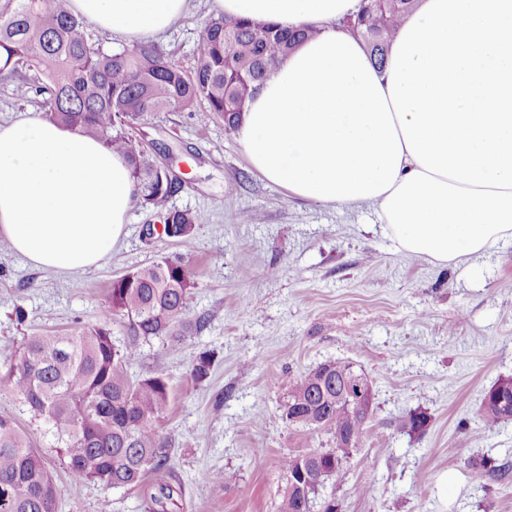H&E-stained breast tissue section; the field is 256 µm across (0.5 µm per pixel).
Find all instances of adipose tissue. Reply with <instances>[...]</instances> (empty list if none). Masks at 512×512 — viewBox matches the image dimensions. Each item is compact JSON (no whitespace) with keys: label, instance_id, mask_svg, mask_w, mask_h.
Returning a JSON list of instances; mask_svg holds the SVG:
<instances>
[{"label":"adipose tissue","instance_id":"adipose-tissue-1","mask_svg":"<svg viewBox=\"0 0 512 512\" xmlns=\"http://www.w3.org/2000/svg\"><path fill=\"white\" fill-rule=\"evenodd\" d=\"M360 0H210L215 15L317 26L280 60L237 133L251 166L293 195L374 208L401 252L460 264L512 241V0H421L383 67L338 30ZM133 44L188 0H71ZM126 157L19 113L0 124V240L68 275L98 266L133 202Z\"/></svg>","mask_w":512,"mask_h":512}]
</instances>
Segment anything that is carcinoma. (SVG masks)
I'll return each instance as SVG.
<instances>
[{
	"mask_svg": "<svg viewBox=\"0 0 512 512\" xmlns=\"http://www.w3.org/2000/svg\"><path fill=\"white\" fill-rule=\"evenodd\" d=\"M417 0H367L356 14L360 40L378 66L404 17ZM316 34L310 25L282 29L263 21L222 15L197 32L196 67L185 71L153 41L105 51L92 41L68 0H0V78L16 81L20 97L33 88L48 96L44 119L100 140L126 156L134 198L164 217L166 237L186 242L203 215L171 209L181 189L154 163L132 130L158 112L189 111L204 101L209 111L237 129L248 102L279 61ZM197 287L187 256L163 257L112 282L110 303L97 322L77 335L36 334L25 339L18 363L0 378L30 409L58 432L57 453L77 483L104 488H140L149 512H174L182 486L145 483L148 472L170 468V442L156 428L170 405L162 374L135 377L138 353L112 337L115 317L130 335L150 340L183 335L189 296ZM195 384L211 375L210 350L191 351ZM369 378L350 363L328 362L286 381L283 416L302 429L309 451L283 456L285 476L279 512H338L322 494L325 481L341 470L363 443ZM480 420L487 427L512 420V377L485 391ZM429 416L406 414L400 429L421 434ZM329 447L315 449L316 436ZM353 439L350 448L340 443ZM61 489L41 454L27 445L9 417L0 416V512H56Z\"/></svg>",
	"mask_w": 512,
	"mask_h": 512,
	"instance_id": "1",
	"label": "carcinoma"
}]
</instances>
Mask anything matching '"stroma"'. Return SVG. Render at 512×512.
Returning a JSON list of instances; mask_svg holds the SVG:
<instances>
[{"mask_svg": "<svg viewBox=\"0 0 512 512\" xmlns=\"http://www.w3.org/2000/svg\"><path fill=\"white\" fill-rule=\"evenodd\" d=\"M207 0L158 42L185 69L197 62L196 31ZM153 158L173 166L183 189L169 204L205 214L190 239H146L151 210L132 205L119 241L99 266L64 276L37 269L0 241V375L24 337L76 334L108 306L114 278L163 256L195 262L188 319L205 328L165 347L134 343V375L163 374L170 409L158 429L171 443L178 512H278L280 458L303 438L282 418L285 378L326 362H349L372 382V418L362 447L326 481L339 512H512V476L474 467L485 457L512 466V420L488 429L483 393L512 375V243L469 265H440L398 249L373 209L295 196L250 165L237 133L197 104L138 125ZM243 210L259 224L238 223ZM24 320H17L16 309ZM215 354L203 384L189 378V350ZM427 413L422 434L400 430L408 411ZM14 420L63 494L57 512H148L140 491L76 484L57 453L55 430L14 392L0 389V416ZM222 472L223 481L210 478Z\"/></svg>", "mask_w": 512, "mask_h": 512, "instance_id": "obj_1", "label": "stroma"}]
</instances>
